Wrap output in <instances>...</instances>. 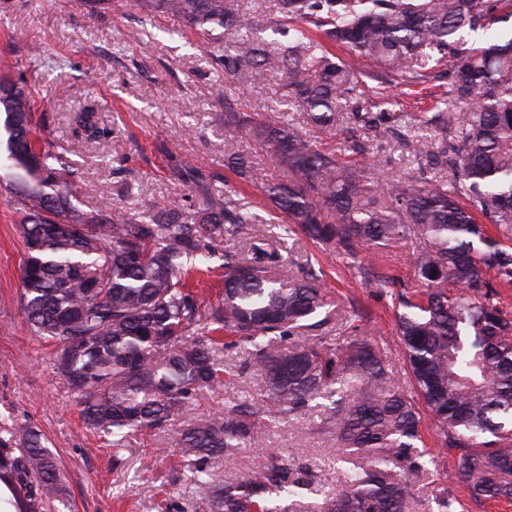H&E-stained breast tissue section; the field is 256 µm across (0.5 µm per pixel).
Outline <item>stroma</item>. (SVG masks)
<instances>
[{
	"mask_svg": "<svg viewBox=\"0 0 512 512\" xmlns=\"http://www.w3.org/2000/svg\"><path fill=\"white\" fill-rule=\"evenodd\" d=\"M139 15L131 7L89 13L82 0H0V76L23 80L35 99L36 137L56 150L69 148L74 116L96 104L99 126L108 137L85 144L73 157V182L82 208L111 213L119 209L189 207L191 185L171 180L170 158L187 159L208 173L224 177L236 205L253 216L251 237L264 239L278 252L285 272L313 266L331 303L332 320L313 330V338L355 335L385 349L394 378L409 389L410 378L397 344L396 304L399 289L421 290L408 247L393 243L354 262L333 247L316 244L301 231L288 230L285 214L272 206L262 186L287 181L262 147L249 138L224 141V101L232 99L248 112L280 107L286 120L302 128L319 149L357 159L382 178L417 174L423 162L410 144L426 130L413 121L431 100L420 89L389 88L396 120L392 130L370 138L365 151L353 153L342 129H318L306 116L286 106V91L276 72L239 88L214 73L208 50L194 37L168 34L176 22L158 18L148 45L131 38ZM41 46L47 58L63 59L48 66L28 54ZM249 155L258 185H238L224 166L225 150ZM20 217L0 195V425L26 422L49 441L58 472L69 490L73 512H209L203 491L175 472L173 431L132 432L121 447L111 437L88 431L77 399L51 367L53 347L34 336L23 311L21 269L26 247ZM258 374L237 377L230 387L205 393L188 410L187 419L223 409L227 402H245L260 393ZM420 433L431 461L417 486L411 512H437L435 489H449L456 512H512V502L476 503L456 473L453 454L442 449L436 420L421 410ZM319 410L280 420L263 443L213 461L221 480L232 481L256 470L267 449L280 448L311 463L324 487L340 484L334 439L318 431Z\"/></svg>",
	"mask_w": 512,
	"mask_h": 512,
	"instance_id": "obj_1",
	"label": "stroma"
}]
</instances>
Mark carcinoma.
Masks as SVG:
<instances>
[{"instance_id": "obj_1", "label": "carcinoma", "mask_w": 512, "mask_h": 512, "mask_svg": "<svg viewBox=\"0 0 512 512\" xmlns=\"http://www.w3.org/2000/svg\"><path fill=\"white\" fill-rule=\"evenodd\" d=\"M243 0H132L141 28L167 15L209 47L218 72L245 85L273 65L288 97L318 127L375 131L393 85L434 86L433 106L418 119L445 147L418 140L413 151L446 177L379 178L364 166L314 147L276 112L257 121L224 106V140L250 132L288 170L287 182L264 186L269 199L313 242L356 257L404 242L426 287L415 301L402 293L398 341L414 393L393 382L386 352L361 336L316 341L308 330L332 313L318 276L300 268L271 275L275 252L263 239L250 259L223 251L252 215L236 207L224 179L193 162L169 167L173 180L196 186L188 210L104 215L76 204L70 162L36 146L26 88L0 81V131L7 160L0 193L21 214L27 253L22 302L34 335L54 346V369L73 389L86 428L122 445L135 429L183 419L206 391L234 373H260L254 403L179 429L178 465L206 491L210 512H287L304 492L312 512H407L427 470L420 397L438 418L441 447L455 451L458 478L471 497L512 500V317L500 309L489 274L512 287V251L486 226L512 229V36L474 42L512 18V0H273L261 25L245 22ZM343 47L342 60L331 51ZM379 85L368 96L366 81ZM76 156L104 136L94 110L75 115ZM240 182L253 184V162L227 159ZM224 260V291L202 306L187 289L194 272ZM246 358L224 368L222 333ZM322 408L320 430L345 449L340 485L322 489L308 465L269 449L263 466L236 482H218L212 461L265 439L285 414ZM0 484L14 512L69 509L67 487L44 435L33 426L0 427Z\"/></svg>"}]
</instances>
